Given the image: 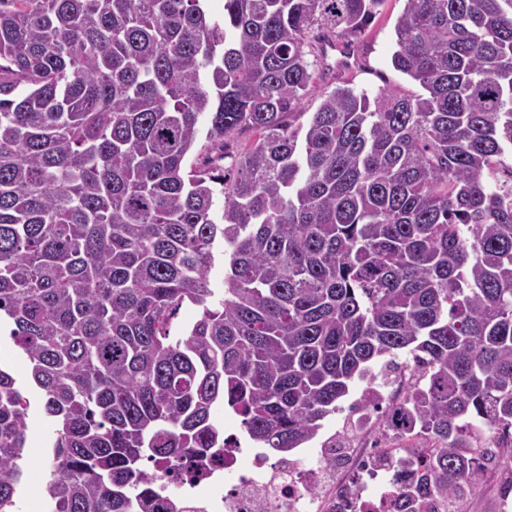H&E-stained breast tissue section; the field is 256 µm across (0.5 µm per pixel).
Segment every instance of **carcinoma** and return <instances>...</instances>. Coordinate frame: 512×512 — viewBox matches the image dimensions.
I'll return each mask as SVG.
<instances>
[{
	"instance_id": "obj_1",
	"label": "carcinoma",
	"mask_w": 512,
	"mask_h": 512,
	"mask_svg": "<svg viewBox=\"0 0 512 512\" xmlns=\"http://www.w3.org/2000/svg\"><path fill=\"white\" fill-rule=\"evenodd\" d=\"M206 2L0 0V320L52 424L44 512H153L145 464L224 452L225 405L297 448L403 352L385 420L432 447L391 460L389 512L451 505L512 448V0H406L424 93L372 98L319 61L385 0ZM29 408L0 365V512Z\"/></svg>"
}]
</instances>
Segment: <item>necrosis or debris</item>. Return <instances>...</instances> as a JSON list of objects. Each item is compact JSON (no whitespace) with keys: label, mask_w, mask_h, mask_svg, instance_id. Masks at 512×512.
<instances>
[{"label":"necrosis or debris","mask_w":512,"mask_h":512,"mask_svg":"<svg viewBox=\"0 0 512 512\" xmlns=\"http://www.w3.org/2000/svg\"><path fill=\"white\" fill-rule=\"evenodd\" d=\"M389 456L386 448L324 447L313 458L272 462L232 434L204 471L187 458L161 472L159 483L176 512H334L345 498L355 512H379L389 489L378 477Z\"/></svg>","instance_id":"1"}]
</instances>
